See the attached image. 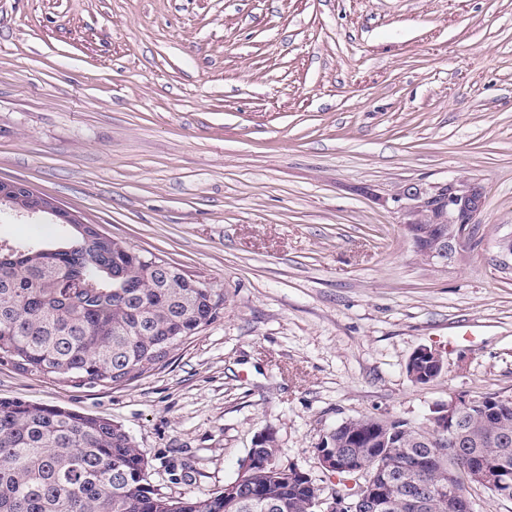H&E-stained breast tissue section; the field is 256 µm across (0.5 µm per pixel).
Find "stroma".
Returning a JSON list of instances; mask_svg holds the SVG:
<instances>
[{
    "instance_id": "1",
    "label": "stroma",
    "mask_w": 512,
    "mask_h": 512,
    "mask_svg": "<svg viewBox=\"0 0 512 512\" xmlns=\"http://www.w3.org/2000/svg\"><path fill=\"white\" fill-rule=\"evenodd\" d=\"M0 181L221 295L119 386L0 363V398L121 425L164 495L234 481L267 427L322 486L346 419L512 397V0H0ZM449 181L479 225L428 264L398 194ZM62 234L0 209L1 239ZM423 346L448 370L416 384Z\"/></svg>"
}]
</instances>
